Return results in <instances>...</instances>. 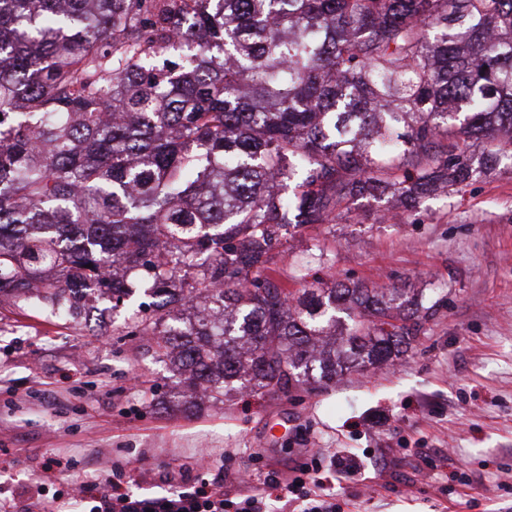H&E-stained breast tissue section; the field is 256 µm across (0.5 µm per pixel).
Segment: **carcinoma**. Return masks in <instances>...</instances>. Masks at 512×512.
I'll return each mask as SVG.
<instances>
[{
  "label": "carcinoma",
  "mask_w": 512,
  "mask_h": 512,
  "mask_svg": "<svg viewBox=\"0 0 512 512\" xmlns=\"http://www.w3.org/2000/svg\"><path fill=\"white\" fill-rule=\"evenodd\" d=\"M512 165V0H0V302L137 288L176 403L289 397L400 359L435 289L272 277L359 198Z\"/></svg>",
  "instance_id": "cac0c4a2"
}]
</instances>
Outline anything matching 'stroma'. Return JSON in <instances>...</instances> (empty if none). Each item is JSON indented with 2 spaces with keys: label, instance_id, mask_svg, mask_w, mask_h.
<instances>
[{
  "label": "stroma",
  "instance_id": "stroma-1",
  "mask_svg": "<svg viewBox=\"0 0 512 512\" xmlns=\"http://www.w3.org/2000/svg\"><path fill=\"white\" fill-rule=\"evenodd\" d=\"M332 232L323 263L308 234L288 237L285 288L434 286L444 304L406 360L292 399L164 409L181 378L129 309L98 297L92 332L36 294L0 304V495L52 498L91 462L143 495L163 492L169 472L194 484L222 467L257 484L306 463L329 477L338 512H512V169L411 214L391 198L355 201ZM49 450L61 465L47 479L35 461Z\"/></svg>",
  "mask_w": 512,
  "mask_h": 512
}]
</instances>
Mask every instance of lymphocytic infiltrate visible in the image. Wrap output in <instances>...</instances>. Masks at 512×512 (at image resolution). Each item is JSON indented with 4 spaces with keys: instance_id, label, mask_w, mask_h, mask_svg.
I'll return each instance as SVG.
<instances>
[{
    "instance_id": "obj_1",
    "label": "lymphocytic infiltrate",
    "mask_w": 512,
    "mask_h": 512,
    "mask_svg": "<svg viewBox=\"0 0 512 512\" xmlns=\"http://www.w3.org/2000/svg\"><path fill=\"white\" fill-rule=\"evenodd\" d=\"M166 482L165 493L145 496L131 492L119 478L83 473L49 501L20 506L0 497V512H267L268 499L278 491L293 512H336V500L323 493L319 470L313 466L300 467L296 480L285 483L270 475L262 485L234 495L225 492L220 476L191 486L171 476Z\"/></svg>"
}]
</instances>
